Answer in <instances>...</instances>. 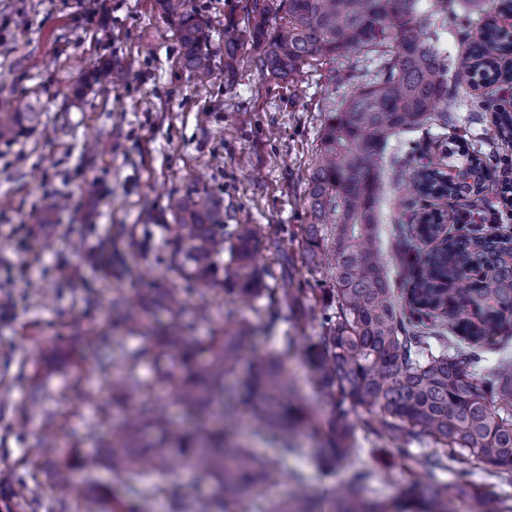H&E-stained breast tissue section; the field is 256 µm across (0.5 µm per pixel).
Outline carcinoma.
<instances>
[{"label":"carcinoma","mask_w":512,"mask_h":512,"mask_svg":"<svg viewBox=\"0 0 512 512\" xmlns=\"http://www.w3.org/2000/svg\"><path fill=\"white\" fill-rule=\"evenodd\" d=\"M156 4L175 20L181 67L209 75L208 24L185 0ZM444 20L445 10L422 13L418 0H247L240 18L224 23V74L231 78L246 44L271 80L292 83L311 62L352 52L375 70L328 113L309 176V223L291 236L295 254L280 248L281 226L224 223V200L204 187L194 185L170 201L176 223L166 228L175 269L202 285V297L220 290L226 299L258 302L255 319L224 305V324L205 341L207 358L198 361L176 334L183 309L178 289L164 293L166 326L154 325L146 309L120 294L112 299V317L142 335L145 345L131 350L120 337L103 336L96 361L76 360L79 379L104 376L112 390V405L99 406L88 435L112 419L113 409L139 408L102 444L128 495V503L115 502L118 512H152L160 494L169 512H246L286 477L280 459L303 453L296 441L301 431L317 443L310 458L321 470L354 464L364 439L394 451L428 482L408 480L398 497L384 501L368 495L374 472L367 468H353L325 492L312 491L297 474L292 494L271 512H489L491 486L452 466L470 458L489 475L512 481V356L492 366L482 356L491 338L512 333V234L475 224L448 231L425 205L416 223L393 230L399 288L378 244L375 210L385 173L402 174L405 166L402 157H385L388 141L432 124L457 130L450 110L460 89L448 84L450 68L471 82L478 75L489 85L512 81V69L499 66L500 58L512 56V32L478 17L476 33L466 34V49L452 60L433 42ZM40 116L0 111V141L36 127ZM470 162L480 173L481 194L496 174L475 155ZM440 175L430 162L413 170L415 197L454 196L455 187ZM264 240L288 264L271 288L254 263ZM321 268L332 271L324 286L313 278ZM308 320L317 321L319 333L301 346L293 336L277 335L283 322ZM259 330L276 337L280 348L251 352ZM294 352L310 372L317 402L286 368ZM146 360L155 362L156 381L176 387L183 416L197 422L196 429L176 426L160 403L140 401L138 369ZM243 414L251 438L274 444L279 458L260 457L241 439ZM42 447L59 461L57 486L70 487L73 474L84 471L83 484L99 488L56 435L45 434ZM175 461L210 478L212 490L188 499L180 486L152 480ZM445 471L453 478L442 479Z\"/></svg>","instance_id":"1"}]
</instances>
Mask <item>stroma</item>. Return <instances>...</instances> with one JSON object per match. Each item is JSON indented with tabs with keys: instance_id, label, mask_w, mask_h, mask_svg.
<instances>
[{
	"instance_id": "35a3bbf8",
	"label": "stroma",
	"mask_w": 512,
	"mask_h": 512,
	"mask_svg": "<svg viewBox=\"0 0 512 512\" xmlns=\"http://www.w3.org/2000/svg\"><path fill=\"white\" fill-rule=\"evenodd\" d=\"M246 0H186L208 21L210 50L224 66V20L240 14ZM181 44L155 0H100L96 11L77 0H0V109L36 108L41 126L0 142V506L11 508L14 490L27 483L35 497L23 512H55L59 502L82 512H111L125 495L106 463L93 474L110 499L76 486L60 494L54 454L38 448L49 423L61 424L68 447L87 453L112 436L111 426L86 434L95 415L98 387L74 397L77 356L96 352L97 337L121 334L108 300L123 288L135 298L154 288L177 287L188 308L200 299L185 290L171 262L164 227L173 217L169 196L203 176L224 200V221L295 228L308 223L305 201L310 163L320 145L328 112L347 93L335 83L351 73L369 80L359 54L320 62L298 83L264 78L250 50H242L235 82L182 69ZM112 64L121 83L104 86L95 70ZM466 97L485 101L477 120L458 112L464 142L491 169L500 153L494 113L512 110V84L464 85ZM448 144L439 128L393 138L387 151L409 154L411 164L439 159ZM98 193H85L87 180ZM408 177L388 179L378 207L381 240L413 223ZM67 210L52 208L57 195ZM88 225L87 250L74 247L75 230ZM281 459L284 481L256 500L270 512L287 498L295 474L320 486L341 482L348 466L323 477L306 454ZM374 471L371 496H395L409 473L399 459L363 454Z\"/></svg>"
}]
</instances>
